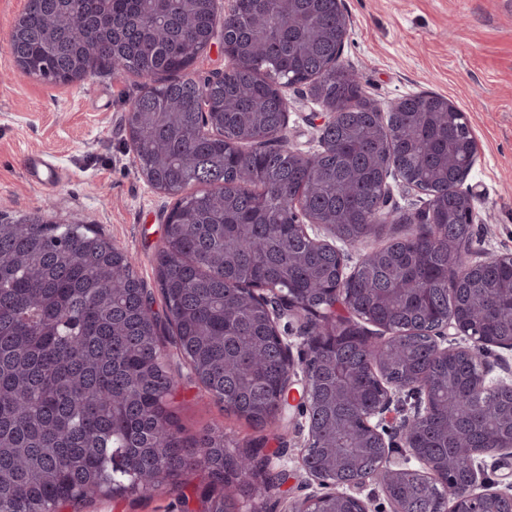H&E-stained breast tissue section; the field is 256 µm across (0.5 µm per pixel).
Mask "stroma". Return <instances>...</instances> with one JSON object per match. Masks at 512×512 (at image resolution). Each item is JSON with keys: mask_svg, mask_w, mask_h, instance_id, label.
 Segmentation results:
<instances>
[{"mask_svg": "<svg viewBox=\"0 0 512 512\" xmlns=\"http://www.w3.org/2000/svg\"><path fill=\"white\" fill-rule=\"evenodd\" d=\"M350 20L341 53L368 100L432 92L465 113L480 156L465 181L479 217L476 257L512 252V0H341ZM27 0H0V221L31 214L89 225L132 259L139 278L156 289L155 255L174 200L147 184L134 162L126 113L141 78L98 69L88 83L50 84L12 70L6 58L12 24ZM287 146L307 154L319 146L320 107L310 85L288 90ZM47 152L65 171L51 192L32 182L25 160ZM177 387L169 406L184 437L223 428L234 444L260 439L264 454L288 476L271 493L268 512L315 491L298 467L303 440L300 406L280 425L257 430L227 414L171 356ZM59 512H183L179 491L165 486L146 496L89 497Z\"/></svg>", "mask_w": 512, "mask_h": 512, "instance_id": "35a3bbf8", "label": "stroma"}]
</instances>
